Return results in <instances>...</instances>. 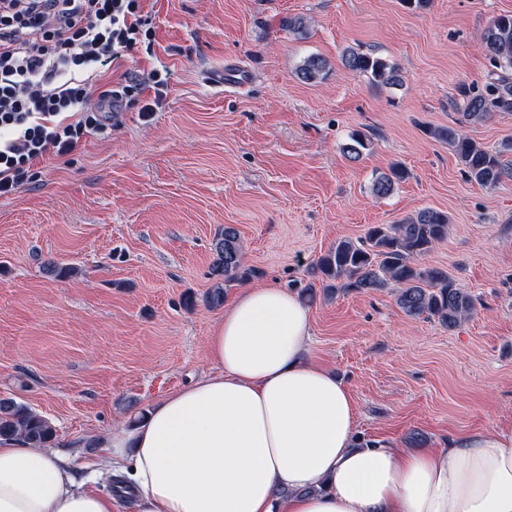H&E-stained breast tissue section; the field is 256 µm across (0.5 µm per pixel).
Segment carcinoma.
Here are the masks:
<instances>
[{
  "instance_id": "carcinoma-1",
  "label": "carcinoma",
  "mask_w": 512,
  "mask_h": 512,
  "mask_svg": "<svg viewBox=\"0 0 512 512\" xmlns=\"http://www.w3.org/2000/svg\"><path fill=\"white\" fill-rule=\"evenodd\" d=\"M482 47L494 68L502 76L483 88L460 89L466 100L467 120L477 123L495 112H512V14L490 20L482 35ZM343 66L355 75L367 77L377 86L402 83L400 69L372 54L347 49ZM328 62L319 56L307 58L299 68L301 79L314 82L323 78ZM434 138L448 143L467 176L480 185L494 187L504 179H512V143L502 150L491 151L451 127L431 130ZM370 143L359 133L351 135L344 152L358 159ZM406 172L392 167L372 182V193L380 198L390 195ZM449 219L444 211L424 208L399 224H374L354 242H336L308 270L309 280L300 288L303 296H311L316 286L326 293L371 292L388 286L396 289V304L409 317L436 318L448 329H454L476 309L475 298L456 286L448 271L427 267L420 260L448 238ZM217 259L214 274L223 282L210 289L206 300L212 307L224 304L227 290L256 276L257 271L244 266L238 230L232 225L215 239ZM0 437H20L33 447L48 448L55 439V428L44 416L13 399H0Z\"/></svg>"
}]
</instances>
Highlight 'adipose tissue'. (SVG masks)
Wrapping results in <instances>:
<instances>
[{"label": "adipose tissue", "instance_id": "ef3b65f1", "mask_svg": "<svg viewBox=\"0 0 512 512\" xmlns=\"http://www.w3.org/2000/svg\"><path fill=\"white\" fill-rule=\"evenodd\" d=\"M311 338L297 295L240 292L208 340L213 372L99 439L133 512H512V427L419 453L359 445L354 395ZM121 510L69 457L0 439V512Z\"/></svg>", "mask_w": 512, "mask_h": 512}]
</instances>
